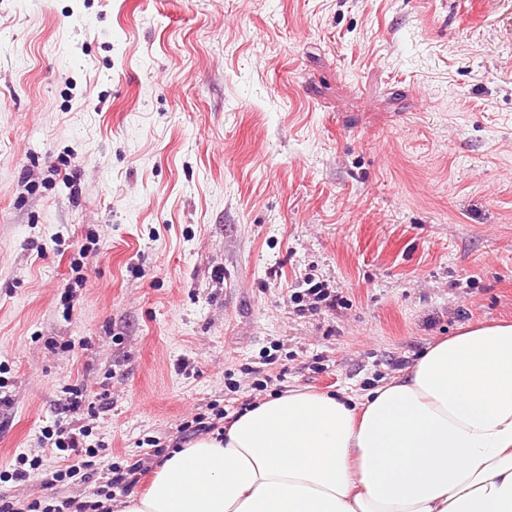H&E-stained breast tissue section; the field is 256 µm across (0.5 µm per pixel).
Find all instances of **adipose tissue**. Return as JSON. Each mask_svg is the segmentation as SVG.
I'll list each match as a JSON object with an SVG mask.
<instances>
[{"mask_svg": "<svg viewBox=\"0 0 512 512\" xmlns=\"http://www.w3.org/2000/svg\"><path fill=\"white\" fill-rule=\"evenodd\" d=\"M122 512H512V323L463 328L360 402L262 400Z\"/></svg>", "mask_w": 512, "mask_h": 512, "instance_id": "1", "label": "adipose tissue"}]
</instances>
